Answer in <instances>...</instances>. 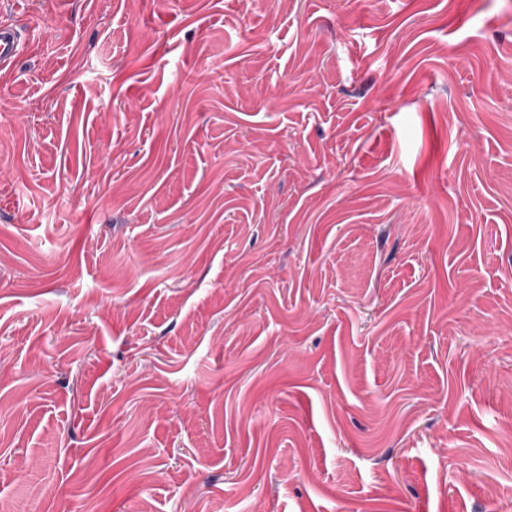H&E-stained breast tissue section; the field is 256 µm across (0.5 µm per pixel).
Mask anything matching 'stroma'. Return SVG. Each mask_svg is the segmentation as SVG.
<instances>
[{"instance_id":"stroma-1","label":"stroma","mask_w":512,"mask_h":512,"mask_svg":"<svg viewBox=\"0 0 512 512\" xmlns=\"http://www.w3.org/2000/svg\"><path fill=\"white\" fill-rule=\"evenodd\" d=\"M0 499L512 512V0H0ZM21 33L15 27L0 29V68L12 66L19 54Z\"/></svg>"}]
</instances>
